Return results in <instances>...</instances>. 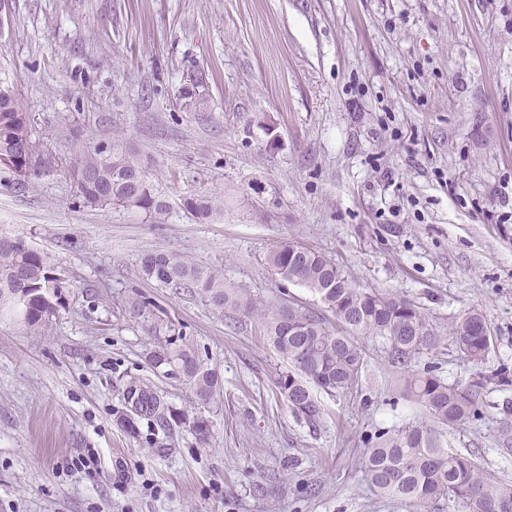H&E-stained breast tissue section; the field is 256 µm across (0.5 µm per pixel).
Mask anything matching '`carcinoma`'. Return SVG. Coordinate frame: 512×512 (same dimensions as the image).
Instances as JSON below:
<instances>
[{"instance_id": "cac0c4a2", "label": "carcinoma", "mask_w": 512, "mask_h": 512, "mask_svg": "<svg viewBox=\"0 0 512 512\" xmlns=\"http://www.w3.org/2000/svg\"><path fill=\"white\" fill-rule=\"evenodd\" d=\"M0 167L20 178L33 171L40 144L32 138L31 117L14 88L0 81ZM77 189L90 207L107 205L141 210L158 223L166 206L149 183L148 171L138 155L123 143L112 149L94 148L73 170ZM184 207L200 221L209 222L224 213V201L203 194L188 198ZM267 264L280 278L296 283L317 296L336 320L322 318L294 307L272 314L268 339L289 366L278 379V388L293 410L312 421L321 407L312 393L349 392L362 379L364 356L357 338H381L389 348L391 363L407 369L425 353L451 340L467 359L483 362L490 352L483 317L469 312L441 332L410 301L389 293L360 287L324 254L303 245L285 243L272 249ZM143 274L164 288H195L215 310L246 311L253 303L224 283V274L205 271L187 258L170 252H153L141 261ZM64 281L55 274L47 257L31 249L20 237L0 239V308L13 310L28 326L49 321L65 305ZM156 368L165 367L183 378L201 402H208L218 386L216 373L205 366L186 345L170 339L150 355ZM482 383L466 388L449 384L429 373L413 374L407 394L422 406L435 426L415 425L377 434L366 449L364 471L371 488L390 499L412 505L415 512H431L446 502L464 512H512V490L502 487L472 457L444 446L438 427H454L479 417ZM123 421L141 435L163 430L183 414L164 404L147 384L131 381L124 392Z\"/></svg>"}]
</instances>
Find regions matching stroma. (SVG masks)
<instances>
[{"mask_svg":"<svg viewBox=\"0 0 512 512\" xmlns=\"http://www.w3.org/2000/svg\"><path fill=\"white\" fill-rule=\"evenodd\" d=\"M0 79L43 145L25 180L0 168V238L66 282L46 325L0 317V512H414L363 466L371 436L430 421L403 394L410 371L483 382L479 418L443 434L512 488V0H11ZM116 138L162 222L83 204L73 169ZM205 192L224 200L209 223L183 206ZM287 242L436 325L478 311L488 358L445 343L404 371L360 339L361 387L314 389L308 423L266 332L283 307L325 312L267 265ZM161 250L221 270L255 312L147 279ZM136 299L216 370L209 402L151 365ZM132 380L186 414L155 444L120 424Z\"/></svg>","mask_w":512,"mask_h":512,"instance_id":"35a3bbf8","label":"stroma"}]
</instances>
